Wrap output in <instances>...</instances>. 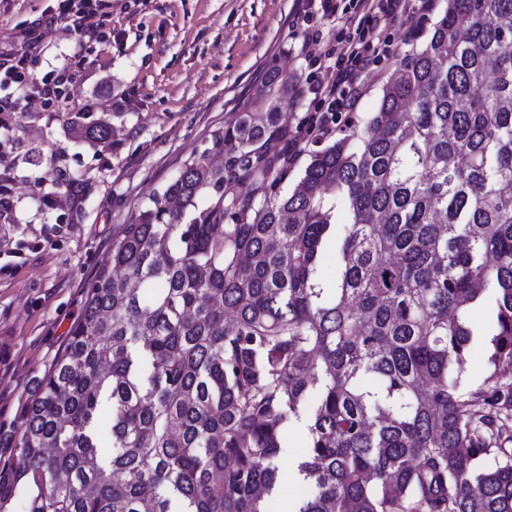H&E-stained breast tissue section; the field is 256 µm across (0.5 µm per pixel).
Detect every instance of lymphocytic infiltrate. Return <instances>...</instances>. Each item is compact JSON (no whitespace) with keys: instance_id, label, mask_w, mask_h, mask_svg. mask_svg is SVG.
Segmentation results:
<instances>
[{"instance_id":"lymphocytic-infiltrate-1","label":"lymphocytic infiltrate","mask_w":512,"mask_h":512,"mask_svg":"<svg viewBox=\"0 0 512 512\" xmlns=\"http://www.w3.org/2000/svg\"><path fill=\"white\" fill-rule=\"evenodd\" d=\"M324 15L338 17L340 34L334 46L321 49L318 32L307 33L303 45L311 65L326 64L328 79L316 95L326 124L339 123L344 113L355 111L363 95V76L389 53L388 41H376V31L394 28L408 13L429 12L432 0H350L339 8L337 0H320ZM108 0H57V7L44 20L34 21L24 32L30 49L42 41L43 27L58 23L77 34L93 30V20L108 8ZM73 79L67 68H58L37 77L30 73L23 55H0V129H10L14 106L8 96L11 88H28L41 105L60 99Z\"/></svg>"}]
</instances>
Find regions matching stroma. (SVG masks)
Wrapping results in <instances>:
<instances>
[{
    "instance_id": "1",
    "label": "stroma",
    "mask_w": 512,
    "mask_h": 512,
    "mask_svg": "<svg viewBox=\"0 0 512 512\" xmlns=\"http://www.w3.org/2000/svg\"><path fill=\"white\" fill-rule=\"evenodd\" d=\"M52 5L0 0V51L30 53L28 66L39 76L62 66L74 75L68 97L48 108L19 91L13 129L0 136V195L13 204L11 227H0V254L28 240L43 244L0 276V466L12 460L17 417L65 346L120 225L233 119L268 69L304 80L302 105L284 111L289 123L315 111L313 91L323 75L311 71L302 36L310 26L323 43L336 42V23L302 0H112L98 19L103 43L54 26L45 30L40 51L28 52L23 30ZM426 25L419 13L402 18L389 55L365 75L359 111L375 110L382 81L406 48V31L422 40ZM73 112L107 121L112 139L99 145L77 139L67 123ZM61 168L84 187L77 210L63 202L43 207L34 196V180L53 181ZM60 225L65 233H57ZM306 434L304 423L289 427L281 484L266 512H282L294 500L295 460Z\"/></svg>"
}]
</instances>
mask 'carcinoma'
<instances>
[{
	"instance_id": "cac0c4a2",
	"label": "carcinoma",
	"mask_w": 512,
	"mask_h": 512,
	"mask_svg": "<svg viewBox=\"0 0 512 512\" xmlns=\"http://www.w3.org/2000/svg\"><path fill=\"white\" fill-rule=\"evenodd\" d=\"M304 92L269 70L112 236L0 512H264L294 419L295 512H512V0H443L373 112L292 127ZM463 379L467 384L480 381L485 370V350L483 344H476L470 358L463 366Z\"/></svg>"
}]
</instances>
